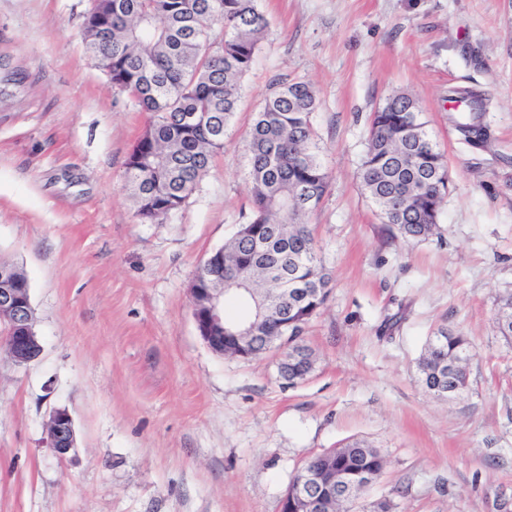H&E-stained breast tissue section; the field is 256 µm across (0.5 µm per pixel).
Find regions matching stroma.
Returning <instances> with one entry per match:
<instances>
[{
  "mask_svg": "<svg viewBox=\"0 0 512 512\" xmlns=\"http://www.w3.org/2000/svg\"><path fill=\"white\" fill-rule=\"evenodd\" d=\"M92 0H0V258L28 277L41 352L0 350V512H281L308 457L365 441L386 465L360 512H512V0H260L270 20L224 147L163 222L124 196L149 115L83 43ZM312 83L331 181L309 222L332 274L291 385L279 356L213 352L199 336L197 266L249 211L247 135L275 81ZM489 98L468 143L448 90ZM410 92L448 164L442 236L395 243L359 170L369 116ZM464 333L471 388L441 402L417 359ZM73 419L66 458L55 410ZM502 322H504L503 326H501ZM495 323H496V328H497L499 335L508 344H512V292L511 291L499 298V304H498V308H497V312H496V316H495ZM294 350V347L288 346V382L290 383H294L297 380H302L308 374H310L314 369L316 361L314 357V352L309 347L308 350L310 351V353L308 355L303 357H300L301 355H291V359H289L290 354H292V351ZM47 430L51 448L59 458H65L75 445L73 420L68 411L56 410L50 418Z\"/></svg>",
  "mask_w": 512,
  "mask_h": 512,
  "instance_id": "1",
  "label": "stroma"
}]
</instances>
